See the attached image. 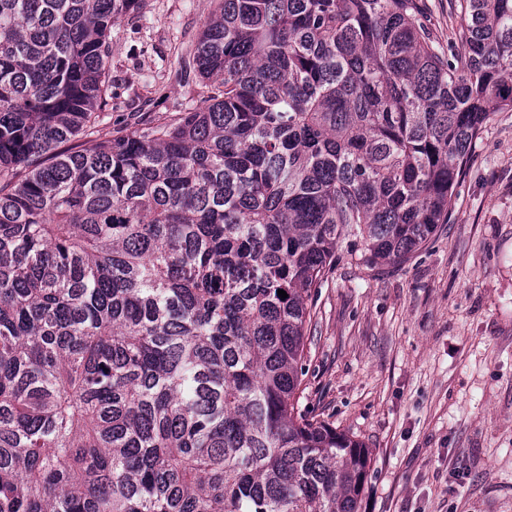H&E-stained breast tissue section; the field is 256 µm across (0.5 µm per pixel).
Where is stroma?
<instances>
[{
	"instance_id": "35a3bbf8",
	"label": "stroma",
	"mask_w": 512,
	"mask_h": 512,
	"mask_svg": "<svg viewBox=\"0 0 512 512\" xmlns=\"http://www.w3.org/2000/svg\"><path fill=\"white\" fill-rule=\"evenodd\" d=\"M219 0H141L112 29L93 130L169 122L211 88L188 48ZM440 48L456 0H417ZM299 407L372 451L359 512H512V110L471 145L448 223L405 261L349 241L308 302Z\"/></svg>"
}]
</instances>
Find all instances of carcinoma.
Returning <instances> with one entry per match:
<instances>
[{"instance_id": "obj_1", "label": "carcinoma", "mask_w": 512, "mask_h": 512, "mask_svg": "<svg viewBox=\"0 0 512 512\" xmlns=\"http://www.w3.org/2000/svg\"><path fill=\"white\" fill-rule=\"evenodd\" d=\"M137 5L0 0V512H358L366 446L297 408L307 302L340 241L448 223L512 0H460L448 56L416 0H220L208 96L58 150Z\"/></svg>"}]
</instances>
